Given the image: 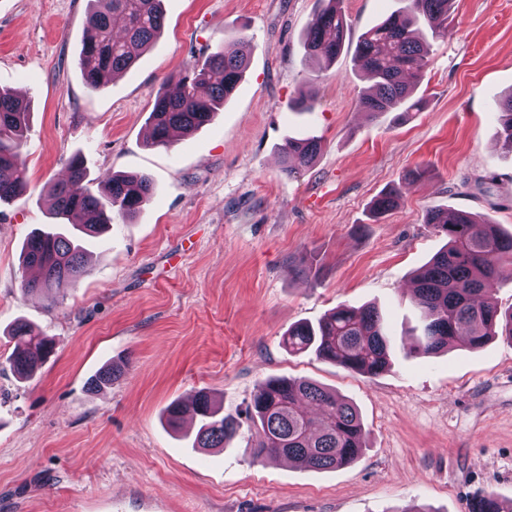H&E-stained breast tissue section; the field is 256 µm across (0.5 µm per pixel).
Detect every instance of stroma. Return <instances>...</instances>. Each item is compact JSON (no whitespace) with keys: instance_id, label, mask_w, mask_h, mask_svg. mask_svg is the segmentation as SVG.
<instances>
[{"instance_id":"obj_1","label":"stroma","mask_w":512,"mask_h":512,"mask_svg":"<svg viewBox=\"0 0 512 512\" xmlns=\"http://www.w3.org/2000/svg\"><path fill=\"white\" fill-rule=\"evenodd\" d=\"M401 0H343L335 64L303 48L320 0H163L164 29L129 71L88 91L79 58L87 0H0V89L29 100L30 184L0 205V512H466L512 500V340L413 352L409 289L444 239L427 211H469L512 231V152L495 100L512 93V0H453L431 38L422 108L372 118L352 56ZM254 51L223 112L167 148L148 144L165 81L240 35ZM311 91L312 109L295 100ZM316 137L312 167L282 170L279 147ZM81 154L101 177L145 174L141 215L86 242L89 273L56 301L27 294L21 250L49 223L46 190ZM398 189L396 210L373 216ZM375 305L391 365L372 378L291 354L281 338L337 305ZM25 319L54 349L28 380L7 334ZM122 377L88 378L108 362ZM303 377L359 411L366 446L351 466L313 470L245 453L260 383ZM214 394L241 421L226 449L195 447L199 419L162 418L175 399ZM122 375V366L109 363L93 374L88 380V388L91 391H99L112 384Z\"/></svg>"}]
</instances>
